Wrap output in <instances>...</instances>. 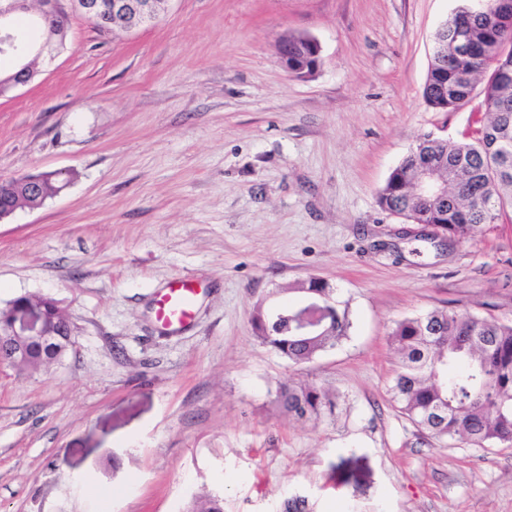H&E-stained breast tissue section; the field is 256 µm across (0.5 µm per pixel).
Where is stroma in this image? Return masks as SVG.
Returning a JSON list of instances; mask_svg holds the SVG:
<instances>
[{
  "instance_id": "1",
  "label": "stroma",
  "mask_w": 512,
  "mask_h": 512,
  "mask_svg": "<svg viewBox=\"0 0 512 512\" xmlns=\"http://www.w3.org/2000/svg\"><path fill=\"white\" fill-rule=\"evenodd\" d=\"M456 0H169L104 34L69 16L64 49L0 97V179L75 170L0 221V308L57 299L75 340L33 373L0 367V512H512V447L421 436L392 401L395 323L467 306L512 320V224L444 247L376 197L419 137L462 139L477 103L428 107L431 35ZM321 45L313 76L281 40ZM203 290L177 334L158 292ZM332 282L350 336L294 366L255 336L257 304ZM337 396L296 419L278 384ZM107 491V501L88 485ZM303 37L302 35H289V40L287 38L283 39L281 41V43L279 44V48H278V54H279V58H280V62L281 64L287 69L289 70V64H293L294 62L291 61L290 63L288 62V59L290 58V56L288 55V48L291 50V53L294 55V56H298V59L296 62L298 63L299 67L300 68L299 70L294 69L293 71H290L291 73L297 75V76H303V75H306V74H310L312 71H311V60H306L305 58H303V55H304V51L301 49V48H297V44L300 43L301 47L302 48H305L304 45H303ZM304 67H307V69L304 71L303 68Z\"/></svg>"
}]
</instances>
